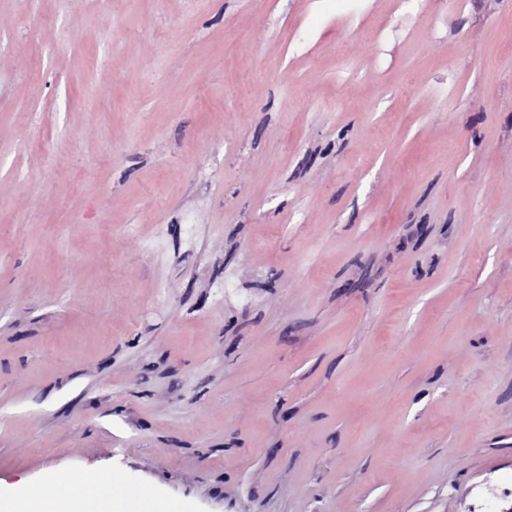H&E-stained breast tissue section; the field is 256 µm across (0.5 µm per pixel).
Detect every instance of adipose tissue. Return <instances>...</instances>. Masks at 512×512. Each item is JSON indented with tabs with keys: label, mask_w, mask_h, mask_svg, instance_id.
<instances>
[{
	"label": "adipose tissue",
	"mask_w": 512,
	"mask_h": 512,
	"mask_svg": "<svg viewBox=\"0 0 512 512\" xmlns=\"http://www.w3.org/2000/svg\"><path fill=\"white\" fill-rule=\"evenodd\" d=\"M56 493L44 496L38 487L22 486L9 494L0 495V512H163L160 503L142 495L119 497L100 477L85 479V491L75 495L68 482L55 478Z\"/></svg>",
	"instance_id": "obj_1"
}]
</instances>
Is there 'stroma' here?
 I'll use <instances>...</instances> for the list:
<instances>
[{
	"label": "stroma",
	"mask_w": 512,
	"mask_h": 512,
	"mask_svg": "<svg viewBox=\"0 0 512 512\" xmlns=\"http://www.w3.org/2000/svg\"><path fill=\"white\" fill-rule=\"evenodd\" d=\"M50 473L512 512V0H0V490Z\"/></svg>",
	"instance_id": "stroma-1"
}]
</instances>
